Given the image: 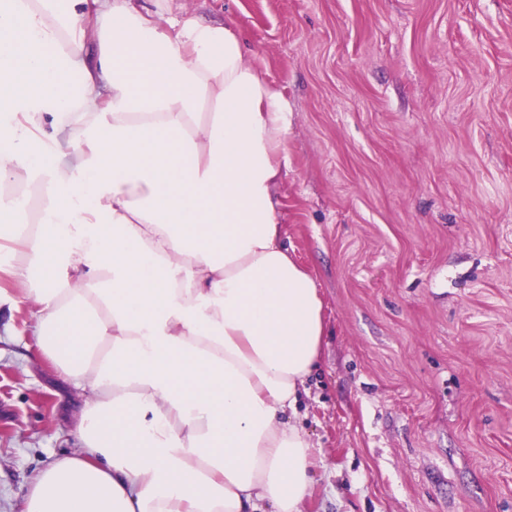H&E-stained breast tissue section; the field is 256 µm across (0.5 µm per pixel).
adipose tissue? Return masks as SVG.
<instances>
[{
    "mask_svg": "<svg viewBox=\"0 0 512 512\" xmlns=\"http://www.w3.org/2000/svg\"><path fill=\"white\" fill-rule=\"evenodd\" d=\"M174 0H0L4 273L83 395L21 512H301L295 417L323 300L288 252L291 113L234 17Z\"/></svg>",
    "mask_w": 512,
    "mask_h": 512,
    "instance_id": "1",
    "label": "adipose tissue"
}]
</instances>
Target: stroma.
Masks as SVG:
<instances>
[{"mask_svg": "<svg viewBox=\"0 0 512 512\" xmlns=\"http://www.w3.org/2000/svg\"><path fill=\"white\" fill-rule=\"evenodd\" d=\"M291 107L278 192L326 336L303 512H512V0H181ZM81 399L0 297V512Z\"/></svg>", "mask_w": 512, "mask_h": 512, "instance_id": "stroma-1", "label": "stroma"}]
</instances>
